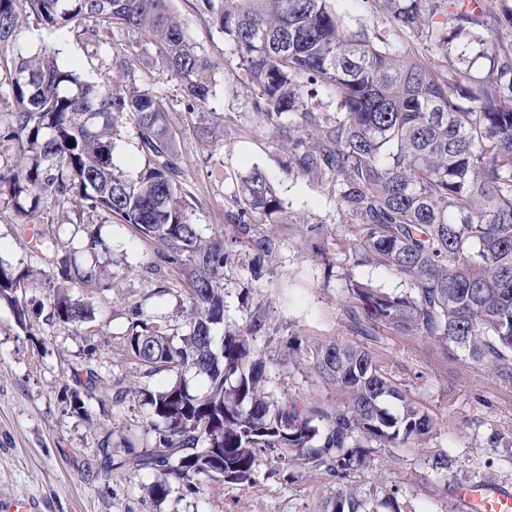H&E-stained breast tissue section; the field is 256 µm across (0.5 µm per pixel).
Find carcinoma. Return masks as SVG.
Segmentation results:
<instances>
[{"instance_id":"cac0c4a2","label":"carcinoma","mask_w":512,"mask_h":512,"mask_svg":"<svg viewBox=\"0 0 512 512\" xmlns=\"http://www.w3.org/2000/svg\"><path fill=\"white\" fill-rule=\"evenodd\" d=\"M55 29L89 21L124 31L119 61L155 53L179 81L186 110L203 118L200 134L213 136L232 121L206 115L215 63L190 41L172 0H0V61L12 92L22 162L0 170L6 194L23 226L36 223L47 199L70 201L133 227L155 245L153 275L176 273L189 304L186 330L168 333L140 308L131 310L127 355L144 377L166 372L160 390L141 385L106 387L115 404L137 401L149 409L152 448L117 462L135 473L153 470L151 496L172 488L197 494L199 475L250 484L268 459L336 479L331 512H402L395 493L368 504L349 488L378 449L416 448L433 417L410 399L386 366L342 338L306 350L314 374L342 401L280 400L266 388L267 363L252 342L267 332L258 308L237 330L224 326V268L239 248L253 252L251 270L262 278L274 243L254 227L294 220L266 173L252 168L237 185L231 232L202 233L181 182L175 135L160 99L134 83L112 91L80 81L47 52L23 54L19 5ZM394 27L424 41L428 54L342 23L332 0H195L237 55L238 78L254 91L251 122L272 136L283 169L334 198L347 250L359 265L392 272L407 285L387 292L349 280L353 329L424 336L450 360L466 358L512 386V44L479 37L464 68L448 63L449 40L474 36L487 5L465 0H370ZM488 61L485 75L471 74ZM319 92L337 112H317L304 99ZM134 124L144 162L130 175L114 159L122 122ZM73 146H68L69 140ZM304 242L321 239L325 225H299ZM78 246L53 261L56 279L96 283V261L76 253L103 247L98 229L79 225ZM25 274L0 265V298L12 303L25 327L27 309L17 292ZM52 316L63 323L92 318L91 303L56 294ZM194 372L206 390L189 387Z\"/></svg>"}]
</instances>
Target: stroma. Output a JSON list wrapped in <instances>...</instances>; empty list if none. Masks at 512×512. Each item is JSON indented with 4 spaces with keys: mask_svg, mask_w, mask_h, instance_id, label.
I'll return each mask as SVG.
<instances>
[{
    "mask_svg": "<svg viewBox=\"0 0 512 512\" xmlns=\"http://www.w3.org/2000/svg\"><path fill=\"white\" fill-rule=\"evenodd\" d=\"M172 7L187 35L218 65L209 111L235 116V123L226 127L223 139L200 141L177 79L153 56L137 60L128 80L149 89L167 110L178 134L183 187L199 204L197 223L205 228L225 225L240 176L258 167L277 187L287 210L325 224L329 232L325 245L333 271L324 269L327 257L284 224L263 227L276 248L261 280L253 279L246 250L224 270L226 325L244 327L258 307L267 312L268 333L257 338L255 347L267 360L268 390L280 398L336 404L335 388L311 372L303 351L288 354L284 343L293 333L304 347L338 337L355 341L435 418L420 447L374 453L370 469L354 480L359 495L393 492L404 512H454L451 486L488 481L512 488V387L500 385L468 360L448 361L433 341L386 332L371 340L354 332L347 313L346 273L388 291L400 289L399 279L382 268L354 267L338 233L335 200L306 179L288 175L270 137L252 131L245 117L251 90H226L236 58L223 34L196 11L195 0H172ZM21 22L23 53L56 51L59 63L73 67L82 81L122 89L118 62L128 39L119 30L103 28L90 39L76 30L47 29L27 10ZM40 211L28 236L16 224L11 204L0 198V262L32 272L20 295L28 310L26 327L16 324L11 307L0 300V499L31 498L41 512H329L336 481L323 471L267 462L251 484L205 479L196 495L174 488L166 496L149 497L142 486L152 482L151 474L134 480L127 470L103 465L100 441H108L119 458L131 451L125 442L129 433H137L141 452L152 448L154 433L146 423V409L137 405L90 398L82 411H74L69 399L77 378L95 373L101 388L139 381L124 346L129 309L142 307L150 318L178 326L188 304L178 278L162 285L145 272L155 247L139 239L130 225L99 213L81 214L75 205L51 199ZM79 221L98 226L109 248L102 258L108 275L96 284L71 283L70 294L94 309L92 319L74 325L50 317L56 290L52 258L43 246L55 240L69 248ZM477 420L500 433L498 447H483V434L473 426ZM439 451L447 452L450 462L447 469L435 471L430 463Z\"/></svg>",
    "mask_w": 512,
    "mask_h": 512,
    "instance_id": "stroma-1",
    "label": "stroma"
}]
</instances>
